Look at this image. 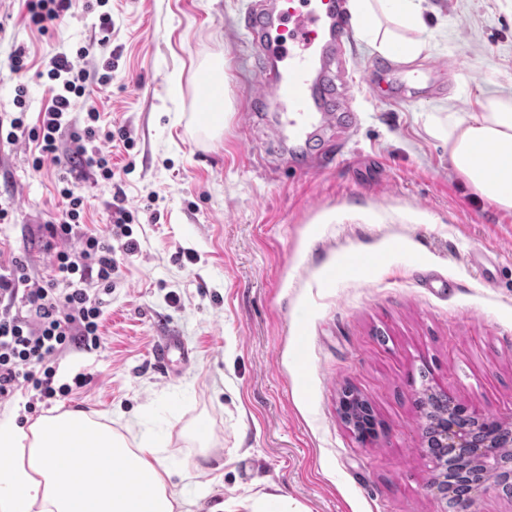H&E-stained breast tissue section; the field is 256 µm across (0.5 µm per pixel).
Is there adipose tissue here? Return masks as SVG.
<instances>
[{
	"label": "adipose tissue",
	"mask_w": 512,
	"mask_h": 512,
	"mask_svg": "<svg viewBox=\"0 0 512 512\" xmlns=\"http://www.w3.org/2000/svg\"><path fill=\"white\" fill-rule=\"evenodd\" d=\"M424 0H351L359 37L409 62L426 53ZM428 132L448 146L451 168L482 199L512 209V95L484 98L479 111L433 118ZM0 512H187L184 484L143 432L134 442L84 412L36 420L0 417Z\"/></svg>",
	"instance_id": "obj_1"
}]
</instances>
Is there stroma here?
I'll list each match as a JSON object with an SVG mask.
<instances>
[{
	"mask_svg": "<svg viewBox=\"0 0 512 512\" xmlns=\"http://www.w3.org/2000/svg\"><path fill=\"white\" fill-rule=\"evenodd\" d=\"M430 2L431 48L418 62L445 61L450 92L375 101L364 75L378 53L353 39L357 123L342 158L327 154L336 135L326 133L312 148L323 165L303 173L276 146L270 113L248 111L259 61L244 16L256 0H110L104 46L97 12L75 9L41 33L24 0H0V114L15 112L22 83L26 121L36 123L51 97L42 72L52 54L87 48L89 69L111 57L109 85L89 86L71 116L83 121L94 103L104 126L132 139V149L107 148L124 170L139 243L132 258L115 255L98 348L53 359L56 384L81 373L92 382L48 404L19 389L0 401V416L17 406L33 420L80 410L122 433L151 431L209 506L277 488L307 512H441L419 446L424 390L512 418V210L476 194L425 123L512 95V0ZM18 48L28 69L15 74ZM214 59L225 100L216 137L197 114ZM70 179L88 227L108 235L111 183L80 166ZM57 184L56 171H32L27 141L0 142V198L13 207L0 250L22 254L38 276L51 268L37 228L59 204ZM479 248L497 255L484 274L467 263ZM430 274L445 287H425ZM170 330L195 359L167 374L152 348ZM348 389L373 410L374 444L340 418ZM200 424L206 453L193 435Z\"/></svg>",
	"mask_w": 512,
	"mask_h": 512,
	"instance_id": "stroma-1",
	"label": "stroma"
}]
</instances>
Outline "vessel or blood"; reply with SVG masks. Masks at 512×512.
<instances>
[{
    "mask_svg": "<svg viewBox=\"0 0 512 512\" xmlns=\"http://www.w3.org/2000/svg\"><path fill=\"white\" fill-rule=\"evenodd\" d=\"M350 25L345 0H260L250 13L249 31L261 59L258 75L266 89L254 97L253 107H275L298 146H307L326 113L335 112L348 82ZM442 73L438 66L420 70L387 55L377 59L368 87L376 97L391 93L420 101L432 95ZM153 357L174 371L190 365L194 351L171 332L159 338Z\"/></svg>",
    "mask_w": 512,
    "mask_h": 512,
    "instance_id": "1",
    "label": "vessel or blood"
}]
</instances>
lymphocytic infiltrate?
Returning <instances> with one entry per match:
<instances>
[{"label":"lymphocytic infiltrate","instance_id":"1","mask_svg":"<svg viewBox=\"0 0 512 512\" xmlns=\"http://www.w3.org/2000/svg\"><path fill=\"white\" fill-rule=\"evenodd\" d=\"M85 56L81 49L72 58L63 52L51 57L48 77L55 86L37 125H27L21 113L9 117L5 140L13 144L24 137L33 144L34 171L60 164L66 153L111 181L116 172L104 145L114 135L101 126L98 108L88 106L80 127L69 117L75 100L85 95L89 79L105 85L112 78L111 61H103L100 73L94 77L78 64ZM59 182V209L41 227L43 246L52 259L50 275L32 277L23 256L0 252L1 399L27 385L41 399L48 400L90 380L89 375L81 374L74 385L54 386L52 360L73 345L97 347L102 305L91 284L110 281L117 261L109 241L87 228L83 197L70 186L67 177H60ZM71 240L78 242V250L65 249V242Z\"/></svg>","mask_w":512,"mask_h":512}]
</instances>
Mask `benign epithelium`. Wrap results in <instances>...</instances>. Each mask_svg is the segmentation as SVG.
<instances>
[{
	"label": "benign epithelium",
	"instance_id": "7a95c632",
	"mask_svg": "<svg viewBox=\"0 0 512 512\" xmlns=\"http://www.w3.org/2000/svg\"><path fill=\"white\" fill-rule=\"evenodd\" d=\"M440 406L455 409L458 416L451 431L437 436L422 430L419 447L427 449L435 468L432 482L434 495L442 502H448V484L446 479L448 459L470 460L480 470L472 476L476 489L465 492L455 503L453 512H478L475 508L477 498L490 489L501 491L512 496V456H500L492 453L489 447H512V432H491L493 418H486L470 413L454 403L447 393L437 395ZM363 406V401L350 394L342 399L340 406L341 419L347 429L362 443H372L378 437L376 426L370 424L355 425L350 416L355 406Z\"/></svg>",
	"mask_w": 512,
	"mask_h": 512
}]
</instances>
